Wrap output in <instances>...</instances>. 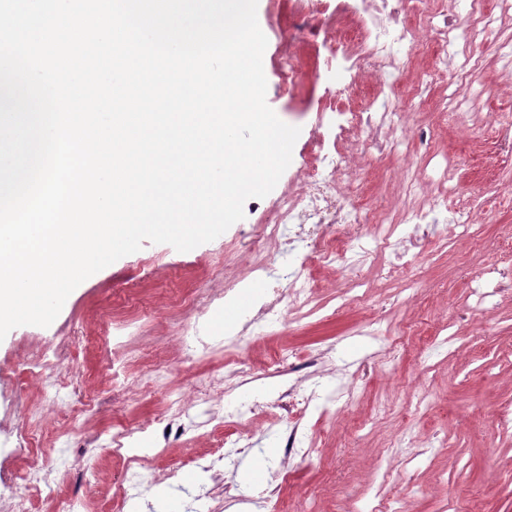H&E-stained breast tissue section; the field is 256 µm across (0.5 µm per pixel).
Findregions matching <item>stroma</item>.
Returning a JSON list of instances; mask_svg holds the SVG:
<instances>
[{
    "instance_id": "1",
    "label": "stroma",
    "mask_w": 512,
    "mask_h": 512,
    "mask_svg": "<svg viewBox=\"0 0 512 512\" xmlns=\"http://www.w3.org/2000/svg\"><path fill=\"white\" fill-rule=\"evenodd\" d=\"M257 19L268 45L263 56L266 101L284 123L300 127L289 169L266 197L244 205L245 217L215 240L188 252L167 244L144 243L83 281L47 327L20 326L0 340V512L26 496L16 470L31 463L52 468L51 494L30 499V512H62L79 500V512H163L165 498L186 505L189 489L208 488L197 512H288L299 499L316 494L326 512H393L407 502L413 512H512V432L496 418L512 411V89L503 76L502 55L512 47V18L503 17L477 49L479 62L467 74L472 89L463 103L464 121H448L442 104L448 85L428 77L438 57L456 66V45L431 41L408 61L400 78L410 99V160L439 176L454 158L453 192L436 210L437 223L420 225L415 239L383 251L378 262L388 275L340 266L316 267L317 310L289 313L256 325L251 340L234 355L257 374L256 382L223 396L231 409L258 403L257 411L230 426H207L170 438L149 437L132 460L126 451L83 446L82 438L112 433L154 418L164 408V383L188 385L224 364L223 356L185 361L180 328L195 321L184 297L198 288H220L224 279L210 270L225 262L229 274L246 275L254 257L253 235L275 223L278 202L300 185L317 139L332 143L336 132L314 129L345 81L336 68L300 44L304 76L289 91L278 67L282 39L296 21L293 0H258ZM430 131L429 153L418 150L419 130ZM399 158L377 151L364 155L348 182L351 203L380 209L415 204L399 185ZM469 209L472 228L453 222ZM506 270L484 279L483 268ZM130 326L127 388L112 394V371L100 351L105 323ZM395 343L391 357L385 344ZM61 345L84 369L86 411L73 407L62 390V416L42 403L38 380L25 373L47 345ZM320 353L321 366L345 369L359 399L348 414L329 398L314 402L301 421L318 454L289 458L282 436L288 406H271L283 386L263 378L275 352ZM165 361L169 376L155 370ZM27 425L40 434L38 447L20 449L13 432ZM249 432L255 445L239 449L236 465L222 476L202 468L217 457L227 433ZM264 470L289 463L286 481L245 484V464ZM177 469V481L162 479Z\"/></svg>"
}]
</instances>
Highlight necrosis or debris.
<instances>
[{
  "label": "necrosis or debris",
  "instance_id": "obj_1",
  "mask_svg": "<svg viewBox=\"0 0 512 512\" xmlns=\"http://www.w3.org/2000/svg\"><path fill=\"white\" fill-rule=\"evenodd\" d=\"M322 0H296V14L306 29L322 30L321 46L335 61L338 70L355 75L369 69L378 83V92L364 107L356 111H337L336 125L340 130L356 128L366 132L358 143L359 151L374 148L393 155L404 148L402 140L391 134L403 103L402 91L395 76L403 72L407 53L419 51V32L407 18L418 9V0H336L334 21L324 24ZM499 19L484 7V0H472L469 15L459 17L443 13L439 24L431 31L435 40L456 42L473 49L485 34L496 29ZM408 47L407 53L396 51V44ZM348 157L335 148L316 154L308 180L297 192L284 197L275 223L261 227L253 249L265 250L264 258L250 268V279L271 286L273 297L263 301L255 315L264 321L280 307L302 309L315 299V288L300 268L280 276L278 268L285 253L309 252L316 261L336 262L346 267L375 266L376 260L390 245L391 238L410 224L426 223L450 181L451 169H444L434 180L432 193H425L424 182L417 171L404 168L403 182L410 194L421 195L419 205L408 207L386 217L371 211L346 208L344 204L348 174ZM36 377L42 384L46 402L57 404L59 383L48 376L58 369L72 387H80L83 375L76 363L60 364L56 347L45 349L37 361ZM247 371L243 362L225 361L210 378L194 388L195 399H187L181 389L166 393L165 411L157 419L113 433L109 443L117 448L136 446L146 434L169 435L182 433L195 424L191 411L196 403H209L214 396L236 391Z\"/></svg>",
  "mask_w": 512,
  "mask_h": 512
}]
</instances>
